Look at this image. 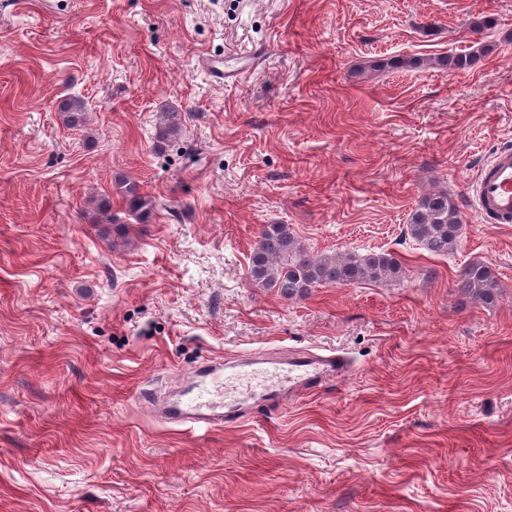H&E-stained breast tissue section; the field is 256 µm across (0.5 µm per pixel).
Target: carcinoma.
Listing matches in <instances>:
<instances>
[{
	"mask_svg": "<svg viewBox=\"0 0 512 512\" xmlns=\"http://www.w3.org/2000/svg\"><path fill=\"white\" fill-rule=\"evenodd\" d=\"M475 63L471 54L446 56L436 61L444 69L466 71ZM419 58H391L370 65L382 68L420 67ZM59 111L71 128H81L87 121V107L81 99H66ZM183 126L182 114L165 112L157 129L161 141L177 137ZM116 193L140 220L149 218L154 210L152 198L132 182L120 180ZM408 236L433 255L453 252L461 239L463 224L454 201L442 192L424 196L406 225ZM402 263L390 253H354L337 256L315 254L302 244L288 224H265L260 229L250 253L247 279L259 288H270L285 300L309 297L321 286H348L380 281H399L404 276ZM458 293L466 300L493 306L501 286L491 267L482 262L466 265L457 281Z\"/></svg>",
	"mask_w": 512,
	"mask_h": 512,
	"instance_id": "obj_1",
	"label": "carcinoma"
}]
</instances>
